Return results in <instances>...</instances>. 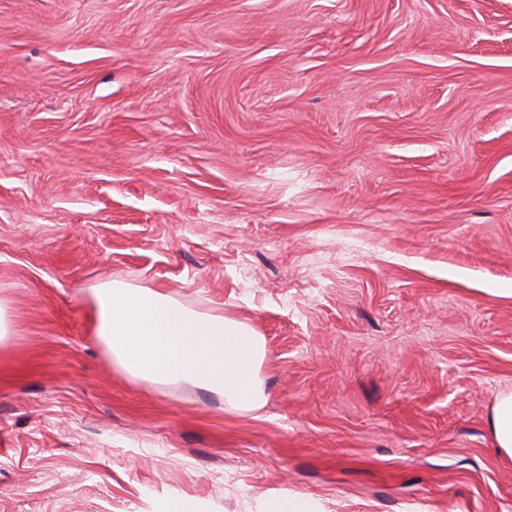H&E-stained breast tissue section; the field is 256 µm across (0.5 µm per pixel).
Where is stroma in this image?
Returning a JSON list of instances; mask_svg holds the SVG:
<instances>
[{
	"instance_id": "stroma-1",
	"label": "stroma",
	"mask_w": 512,
	"mask_h": 512,
	"mask_svg": "<svg viewBox=\"0 0 512 512\" xmlns=\"http://www.w3.org/2000/svg\"><path fill=\"white\" fill-rule=\"evenodd\" d=\"M265 339L129 378L89 288ZM0 512H512V0H0ZM488 425L498 453L512 459V391L503 392L497 397Z\"/></svg>"
}]
</instances>
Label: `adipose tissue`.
Returning <instances> with one entry per match:
<instances>
[{
	"label": "adipose tissue",
	"mask_w": 512,
	"mask_h": 512,
	"mask_svg": "<svg viewBox=\"0 0 512 512\" xmlns=\"http://www.w3.org/2000/svg\"><path fill=\"white\" fill-rule=\"evenodd\" d=\"M90 298L96 333L127 375L157 384L191 382L234 410L260 407L265 343L250 325L121 282L92 287ZM488 425L498 453L512 459V391L497 397Z\"/></svg>",
	"instance_id": "obj_1"
}]
</instances>
